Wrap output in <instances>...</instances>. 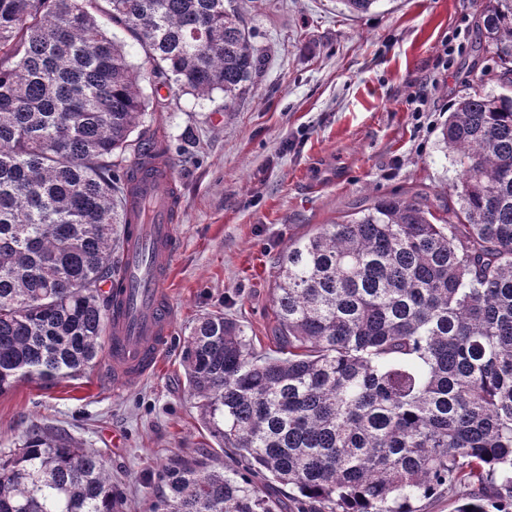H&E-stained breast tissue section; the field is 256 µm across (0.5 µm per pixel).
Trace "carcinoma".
I'll return each mask as SVG.
<instances>
[{"mask_svg": "<svg viewBox=\"0 0 512 512\" xmlns=\"http://www.w3.org/2000/svg\"><path fill=\"white\" fill-rule=\"evenodd\" d=\"M484 47L512 89V0H486ZM159 89L235 107L261 58L236 0H0V393L79 376L102 351L134 174L169 158L131 135ZM440 142L457 205L374 197L291 240L274 350L221 312L185 337L186 387L218 448L158 473L146 512H512V94L460 98ZM104 456L33 425L0 453V512H127ZM470 487L457 486L445 491L440 497L433 500H422L414 503L418 512H454L458 505V499L469 494Z\"/></svg>", "mask_w": 512, "mask_h": 512, "instance_id": "1", "label": "carcinoma"}]
</instances>
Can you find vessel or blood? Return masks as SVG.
Wrapping results in <instances>:
<instances>
[{
  "instance_id": "vessel-or-blood-1",
  "label": "vessel or blood",
  "mask_w": 512,
  "mask_h": 512,
  "mask_svg": "<svg viewBox=\"0 0 512 512\" xmlns=\"http://www.w3.org/2000/svg\"><path fill=\"white\" fill-rule=\"evenodd\" d=\"M171 187V170L159 165L138 174L128 195L132 224L106 347V365L118 386L136 385L152 374L172 334L173 310L164 288L177 250L173 219L178 204Z\"/></svg>"
}]
</instances>
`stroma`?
Returning a JSON list of instances; mask_svg holds the SVG:
<instances>
[{"label":"stroma","mask_w":512,"mask_h":512,"mask_svg":"<svg viewBox=\"0 0 512 512\" xmlns=\"http://www.w3.org/2000/svg\"><path fill=\"white\" fill-rule=\"evenodd\" d=\"M483 4L378 0L354 14L342 0H239L263 62L234 111L180 94L139 123L166 136L180 198L177 317L158 370L117 388L98 359L74 379L16 383L0 393V451L31 424H52L101 451L140 508L170 456L213 446L185 386L184 336L218 311L273 348L272 289L290 239L376 196L452 192L458 170L440 144L448 109L497 88L481 77ZM432 74L435 104L417 113L411 97Z\"/></svg>","instance_id":"35a3bbf8"}]
</instances>
